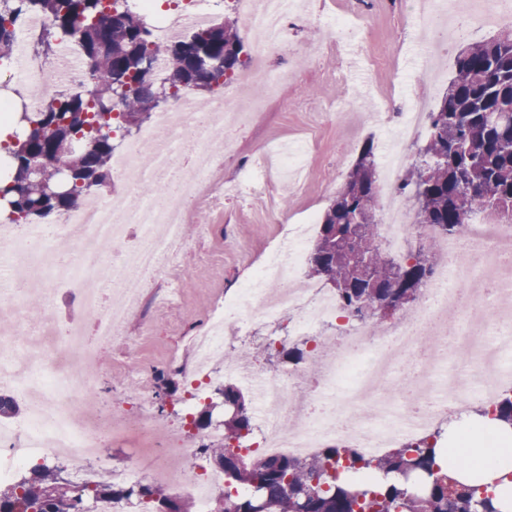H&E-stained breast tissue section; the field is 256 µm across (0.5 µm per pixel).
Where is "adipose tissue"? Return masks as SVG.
<instances>
[{
	"instance_id": "obj_1",
	"label": "adipose tissue",
	"mask_w": 512,
	"mask_h": 512,
	"mask_svg": "<svg viewBox=\"0 0 512 512\" xmlns=\"http://www.w3.org/2000/svg\"><path fill=\"white\" fill-rule=\"evenodd\" d=\"M512 440V431L501 426H488L484 416L473 415L448 423V442L451 446L449 459L456 467L461 479L486 482L512 471V451L489 453L486 444L489 438Z\"/></svg>"
}]
</instances>
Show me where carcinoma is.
<instances>
[{"instance_id": "obj_1", "label": "carcinoma", "mask_w": 512, "mask_h": 512, "mask_svg": "<svg viewBox=\"0 0 512 512\" xmlns=\"http://www.w3.org/2000/svg\"><path fill=\"white\" fill-rule=\"evenodd\" d=\"M48 20L34 44L50 55L56 45L78 47L92 80L88 92L59 91L28 116L24 134L13 130L0 143L7 171L0 196L10 199L17 223L62 212L110 178L112 127L129 131L150 119L159 103L183 92H211L233 80L244 66V44L235 22L211 21L197 32L169 43L150 39L142 16L121 0H0V60L10 57L20 20L30 13ZM165 62L161 79L154 64ZM42 161L35 177L30 161ZM379 172L374 143L367 141L344 187L320 217L309 260V277L332 285L345 311L381 324L415 302L433 276L435 261L410 254L398 271L385 260L376 235H354L353 222L377 224ZM416 223L434 224L440 233L460 234L466 218L484 212L512 221V28L490 39L469 42L455 57L454 76L435 110L417 157L402 183ZM358 250L372 259L368 276L351 263ZM224 443L204 454L224 460L227 489L223 508L212 512H512L501 505L494 485H462L448 491L447 471L437 463L439 434L403 444L375 459L334 445L312 458L261 459L232 446L251 431V417L240 390L224 387ZM495 421L512 427V394L505 395ZM371 471L373 479L353 485L349 477ZM57 473L45 465L19 482L0 488V512H76L80 498L47 494ZM252 489L234 496L238 486ZM149 496L161 512H194L193 505L153 485L115 489L100 484L83 497L131 501Z\"/></svg>"}]
</instances>
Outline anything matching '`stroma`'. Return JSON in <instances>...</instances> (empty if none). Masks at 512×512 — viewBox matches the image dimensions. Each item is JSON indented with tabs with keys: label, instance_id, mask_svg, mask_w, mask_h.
I'll list each match as a JSON object with an SVG mask.
<instances>
[{
	"label": "stroma",
	"instance_id": "1",
	"mask_svg": "<svg viewBox=\"0 0 512 512\" xmlns=\"http://www.w3.org/2000/svg\"><path fill=\"white\" fill-rule=\"evenodd\" d=\"M306 17L288 20L292 50L288 80L279 94L253 113L250 122L231 133L234 151L224 158V177L232 180L253 162L267 144L301 149L302 189L284 186L285 171L270 174L275 209L299 215L312 209L324 213L338 192L339 183L356 161L365 141L380 142L370 114L381 95L391 87L405 94L427 92L436 106L453 72L454 51L433 58L434 81L422 75L416 32L409 25L407 0H307ZM344 10L359 12V25L347 41L328 47L316 33V21ZM198 211H190L185 226L186 248L179 261L188 271L179 288L182 302L170 317L155 313V300L169 285L160 280L148 288L141 312L129 327L141 339L138 362L151 373L154 413L161 424L182 423L185 412L199 413L203 401H190L181 364L191 362L189 338L203 322L211 299L233 295L248 281L257 265L282 239L280 225L269 223L264 211L239 207L225 200L224 207L208 214L211 230L201 234ZM207 254L213 269L202 271L198 258ZM249 358L266 367L289 371L301 367L288 330L274 324L259 325ZM277 337L268 348L269 337ZM94 399L132 422L140 417V390L131 385L128 358L117 346L104 348Z\"/></svg>",
	"mask_w": 512,
	"mask_h": 512
}]
</instances>
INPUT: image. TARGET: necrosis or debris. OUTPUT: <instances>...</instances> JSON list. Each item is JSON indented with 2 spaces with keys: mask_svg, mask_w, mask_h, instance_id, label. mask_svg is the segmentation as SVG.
I'll list each match as a JSON object with an SVG mask.
<instances>
[{
  "mask_svg": "<svg viewBox=\"0 0 512 512\" xmlns=\"http://www.w3.org/2000/svg\"><path fill=\"white\" fill-rule=\"evenodd\" d=\"M238 19L253 34L252 66L233 80L228 92L205 101L184 93L154 114L137 135L125 139L112 156L111 198L82 197L56 216L51 230L33 236L30 227L0 222V236L10 238L19 275L0 288V310L12 314L16 333L0 334V387L23 398L19 421L0 425V483L21 469L45 460L65 462L76 493L101 480L136 484L163 482L178 496L192 499L196 512H211L215 493L224 491L223 472L201 470L195 463L202 448L223 441L221 426L198 441H185L177 426L159 430L143 411L134 430L149 448L147 464L115 472L106 452L123 428L121 419L92 408L88 398L96 373L92 366L109 344H122L131 363L130 376L141 377L135 358L138 337L128 326L143 305L144 290L156 279L171 289L156 301L167 310L179 299L178 283L186 272L178 256L186 247L184 226L190 202L233 196L240 207L262 195L269 171L255 163L242 178L226 185L216 151H230L227 124L244 125L252 112L276 95L286 71L267 67L266 57L288 47L292 0H233ZM148 21L152 40L168 42L206 26L215 0H127ZM410 14L421 36L425 58L437 42L455 36L463 21L495 25L512 16V0H483L481 8L460 0H411ZM45 20L20 25L19 51L0 82H19L30 110L60 86L85 92L87 66L71 49L40 62L26 51L33 32ZM426 99L386 96L376 122L388 137L379 158L384 177L379 185L381 247L402 254L419 239L439 263L421 295L407 311L382 325L350 320L335 294L321 283H299L297 274L308 255L316 222L305 214L289 224L273 211L270 223L289 224L279 246L257 266L237 295L212 308L191 338L193 361L182 372L193 389L205 381L227 379L255 397L256 434L247 443L259 458H304L340 443L374 459L398 444L433 434L453 418L468 414L473 403L494 412L511 386L499 366L512 354V222L477 213L467 218L456 237L441 235L431 224L416 223L406 206L401 184L413 157L411 142L425 126ZM175 176L174 185L125 203L148 173ZM41 290L43 323L33 327L22 303ZM75 303L83 322L58 316L60 302ZM287 322L289 336L309 343L303 368L269 371L243 357L229 358V348L251 337L260 323ZM468 356L465 369L446 373L448 352ZM352 382L344 390L343 376Z\"/></svg>",
  "mask_w": 512,
  "mask_h": 512,
  "instance_id": "1",
  "label": "necrosis or debris"
}]
</instances>
